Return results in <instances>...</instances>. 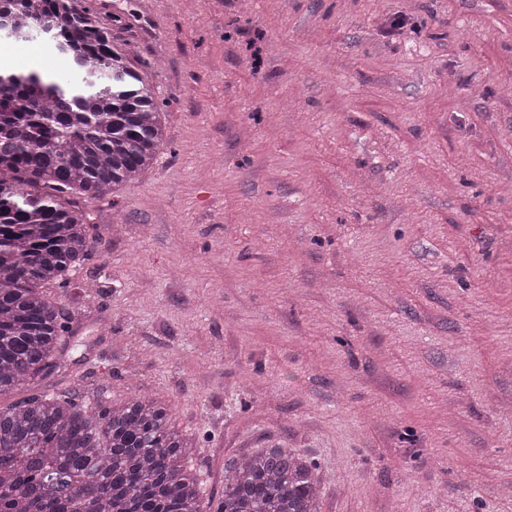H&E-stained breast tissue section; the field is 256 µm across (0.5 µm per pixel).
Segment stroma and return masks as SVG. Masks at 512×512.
Instances as JSON below:
<instances>
[{
  "label": "stroma",
  "mask_w": 512,
  "mask_h": 512,
  "mask_svg": "<svg viewBox=\"0 0 512 512\" xmlns=\"http://www.w3.org/2000/svg\"><path fill=\"white\" fill-rule=\"evenodd\" d=\"M89 2L166 141L0 407L156 398L208 499L281 446L318 512H512V0Z\"/></svg>",
  "instance_id": "35a3bbf8"
}]
</instances>
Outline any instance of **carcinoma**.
Here are the masks:
<instances>
[{"label":"carcinoma","mask_w":512,"mask_h":512,"mask_svg":"<svg viewBox=\"0 0 512 512\" xmlns=\"http://www.w3.org/2000/svg\"><path fill=\"white\" fill-rule=\"evenodd\" d=\"M8 31L37 28L69 57L68 79L0 71V394L55 365L62 306L44 286L88 254L87 214L75 198L131 183L164 143L145 71L77 0H0ZM180 438L153 398L102 405L32 395L0 409V512H205ZM314 462L260 448L224 466L215 512H318Z\"/></svg>","instance_id":"1"}]
</instances>
